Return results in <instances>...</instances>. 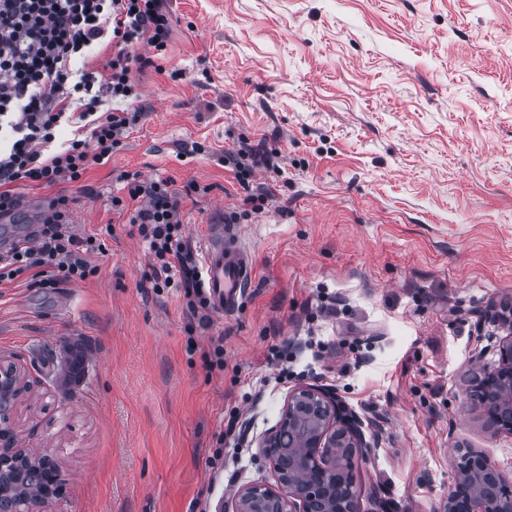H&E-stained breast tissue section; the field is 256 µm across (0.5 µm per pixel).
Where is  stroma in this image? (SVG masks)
I'll return each instance as SVG.
<instances>
[{
	"mask_svg": "<svg viewBox=\"0 0 512 512\" xmlns=\"http://www.w3.org/2000/svg\"><path fill=\"white\" fill-rule=\"evenodd\" d=\"M168 5L165 49L141 48L142 122L83 184L27 190L76 197L75 233L105 244L97 275L0 288V356L30 384L19 441L64 480L48 512H216L273 482L257 442L305 384L374 423L355 487L392 512H437L456 444L512 469V436L466 394L483 315L512 300V0ZM244 142L277 163L245 187L224 165ZM123 171L209 186L181 204L194 252L214 225L240 228L253 278L209 328L182 290L152 288L145 245L107 199ZM76 341L81 387L64 371ZM217 344L220 368L205 359ZM235 410L243 445L216 461ZM67 374L71 381L82 383L89 372V353L83 343H71L64 351Z\"/></svg>",
	"mask_w": 512,
	"mask_h": 512,
	"instance_id": "stroma-1",
	"label": "stroma"
}]
</instances>
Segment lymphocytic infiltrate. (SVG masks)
<instances>
[{
	"label": "lymphocytic infiltrate",
	"instance_id": "1",
	"mask_svg": "<svg viewBox=\"0 0 512 512\" xmlns=\"http://www.w3.org/2000/svg\"><path fill=\"white\" fill-rule=\"evenodd\" d=\"M171 27L167 0H0V213L15 211L22 189L76 183L110 160L144 117L114 106L136 96L134 72L152 64L139 48L165 49ZM106 48L112 57L96 68L91 60ZM65 124L72 136L61 143L57 131ZM116 181L121 192L110 204L129 211L151 255L155 287L182 289L199 326H208L180 214L183 194L201 193V186L192 181L180 193L170 180L126 171ZM74 203L62 193L51 198L35 238L0 253V285L31 272L45 288L96 274L88 257L103 245L73 231Z\"/></svg>",
	"mask_w": 512,
	"mask_h": 512
}]
</instances>
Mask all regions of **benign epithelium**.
Listing matches in <instances>:
<instances>
[{"label":"benign epithelium","instance_id":"7a95c632","mask_svg":"<svg viewBox=\"0 0 512 512\" xmlns=\"http://www.w3.org/2000/svg\"><path fill=\"white\" fill-rule=\"evenodd\" d=\"M487 344L472 356L471 409L495 435H512V317L490 308ZM24 374L0 357V512H41L60 493L62 479L47 452L19 444L12 411ZM364 419L335 389L301 385L288 395L278 427L258 442L275 483L236 490L223 512H363L354 490V458L368 456ZM438 512H512V474L479 448L459 447L448 495Z\"/></svg>","mask_w":512,"mask_h":512}]
</instances>
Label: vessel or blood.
<instances>
[{
  "mask_svg": "<svg viewBox=\"0 0 512 512\" xmlns=\"http://www.w3.org/2000/svg\"><path fill=\"white\" fill-rule=\"evenodd\" d=\"M237 225H217L203 248L201 280L211 305L222 311L233 310L252 279L253 264L240 242ZM71 381L84 382L89 372V353L82 343L70 344L64 351Z\"/></svg>",
  "mask_w": 512,
  "mask_h": 512,
  "instance_id": "vessel-or-blood-1",
  "label": "vessel or blood"
}]
</instances>
